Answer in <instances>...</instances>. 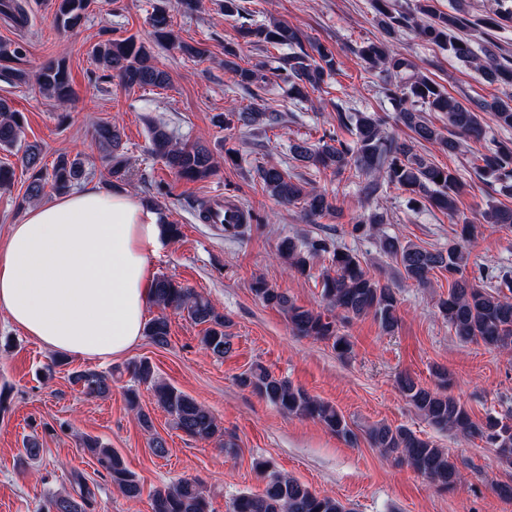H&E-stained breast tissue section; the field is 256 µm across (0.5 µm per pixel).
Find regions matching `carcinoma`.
Segmentation results:
<instances>
[{"label":"carcinoma","mask_w":512,"mask_h":512,"mask_svg":"<svg viewBox=\"0 0 512 512\" xmlns=\"http://www.w3.org/2000/svg\"><path fill=\"white\" fill-rule=\"evenodd\" d=\"M56 26L70 30L80 24L93 0H56ZM378 24L387 35L408 27L423 42L448 50L459 61L470 64L487 81L512 86V60L502 61L490 43L476 51L470 41L459 33L478 28L494 29L512 25V4L498 0L491 13L472 20L465 9L445 13L438 10L434 0H414L412 7L402 11L392 7L391 0H372ZM0 16L23 27L27 24L24 0H0ZM154 40L178 48L190 56H202L205 49L178 42L171 28L170 16L163 7H157L150 16ZM242 37L256 46L270 44L291 48L293 52L280 57L282 80L288 92L297 101L307 99L309 91H320L325 77L337 71L336 50L322 43L302 48L299 32L283 22L242 25ZM94 59L110 72L126 89L135 87L165 88L169 75L151 63L150 49L130 37L121 41H106L92 49ZM368 69L384 76V93L396 111L395 120L407 128V139L385 133V117L373 112L337 111L338 127L354 136L350 143L334 133H324L315 144L306 141L294 143V160L311 165L340 177L349 172L358 180L365 198L376 197L383 185H394L411 196L416 204L428 205L446 214L460 225V231L448 242V247L428 249L396 236H379L381 250L394 257L404 280L419 287L430 283L435 272L448 274V296L437 302L439 312L448 320L455 336L462 342L483 343L499 351H512V271L468 272L470 248L481 235L486 224L512 227V207L489 202L480 217L460 216L457 198L463 186L460 173L436 165L429 154L418 147L428 143L439 151L454 154L460 139L486 142L476 173L500 186V192L512 195V142L487 140V132L480 113L492 114L496 126L512 128V98L492 102L473 100L461 102L449 95L431 78L416 72L410 60L393 51L389 42H369L358 49ZM224 69L232 73L241 89L266 82L264 66L243 67L232 60L236 53L224 50ZM26 56L19 42H0V71H6L18 85L35 83L39 89L61 105L72 98V88L64 60H53L36 71L18 68ZM426 112H443L449 131L428 123ZM278 121L276 111L262 103H252L238 111L224 114V126L237 123L244 127L273 125ZM24 116L12 109L8 100L0 98V148L20 153L22 167L29 173L25 192L18 206L43 199L48 193L62 195L88 179L93 172L79 156H59L47 168L42 163L39 145L22 142ZM95 139L102 151L104 170L109 178L122 181L126 176V157L123 133L119 126L102 123L95 129ZM150 151L161 158L176 174L196 181L210 178L217 172V162L208 147L200 143H179L162 125L151 128ZM257 175L263 190L283 205H301L312 221L338 212L335 198L296 178L288 169L276 165L261 166ZM442 181H436V178ZM238 220L224 225V235L235 237L240 229L253 220L249 210L237 209ZM383 216L373 212L356 221L351 236L361 238L379 231ZM280 259L302 275L308 274L310 260L328 258L333 272L321 274V296L326 311L316 312L296 305L287 293L270 286L263 278H254L253 294L265 305L282 311L291 330L298 336L332 343L340 357L352 352L348 337L340 334V325L367 315L386 332L398 326L397 290L381 283L363 266L360 256L341 247L328 236L306 239L286 237L278 245ZM150 300L162 310L171 309L185 315L192 323L205 326L200 336L202 349L222 359L232 350V337L224 331L227 320L212 302L200 293L175 279L160 275L155 278ZM145 335L158 346L169 344L170 322L165 314L150 319ZM134 382L126 390V401L135 412L138 423L145 430L152 429V420L139 403V387L153 390L157 404L173 420L176 429L198 441L214 443L231 452L237 448L236 438L226 433L213 413L188 394L160 381L154 366L147 359L134 360L125 367ZM436 388L418 384L413 378L399 379L401 393L408 403L440 432L453 431L469 441L480 440L495 449L500 464L512 468V419L488 415L472 418L470 412L456 397L448 394V373L435 372ZM73 383L90 397H105L112 389V376L84 369L71 374ZM237 384L275 406L281 412L310 418L323 425L348 445L358 443L359 436L346 418L332 405L312 396L290 382L279 378L256 364L235 377ZM366 436L371 446L386 457L405 463L430 484L448 489L463 478L457 462L447 449L435 441L417 435L403 425L392 427L378 423L369 427ZM83 446L96 459L113 486L126 497L141 495L136 475L124 464L119 453L99 439L85 437ZM253 469L262 478L264 488L259 493L242 492L230 502L229 512H349L337 498L322 495L298 480L273 468L267 460H256ZM74 493H57L46 497L42 512H94L95 486L81 474H74ZM211 491L198 479L185 478L156 489L152 494V512H211Z\"/></svg>","instance_id":"cac0c4a2"}]
</instances>
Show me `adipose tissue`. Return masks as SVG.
<instances>
[{
	"label": "adipose tissue",
	"instance_id": "adipose-tissue-1",
	"mask_svg": "<svg viewBox=\"0 0 512 512\" xmlns=\"http://www.w3.org/2000/svg\"><path fill=\"white\" fill-rule=\"evenodd\" d=\"M160 214L122 192L85 188L28 209L0 247V309L45 348L106 361L145 325Z\"/></svg>",
	"mask_w": 512,
	"mask_h": 512
}]
</instances>
